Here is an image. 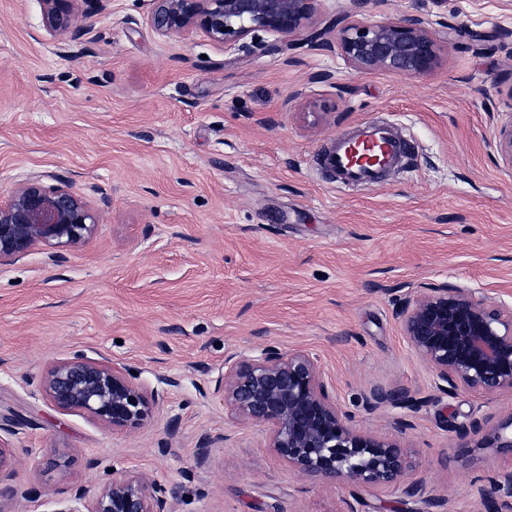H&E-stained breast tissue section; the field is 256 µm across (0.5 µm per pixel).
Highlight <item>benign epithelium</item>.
Returning <instances> with one entry per match:
<instances>
[{
	"mask_svg": "<svg viewBox=\"0 0 512 512\" xmlns=\"http://www.w3.org/2000/svg\"><path fill=\"white\" fill-rule=\"evenodd\" d=\"M111 0H43L47 27L77 40L82 21L107 10ZM322 0H155L151 24L163 37L201 30L218 42L264 30L302 36L312 47H329L327 34L338 27L336 42L357 70L385 69L416 77L435 68L439 43L419 19L368 22L350 13L326 28L313 26ZM496 148L512 169V120L498 129ZM97 216L70 188L50 190L37 182L18 188L0 203V260L27 254L38 246H74L92 235ZM395 315L408 346L432 369L435 396L416 398L375 389L365 398L372 412L391 404L412 413L460 390L512 394V307L488 302L473 288L446 284L400 290ZM44 391L62 411L79 410L114 428L136 427L148 417L152 394L130 370L77 356L54 363ZM214 392L224 398L233 419L260 425L268 447L296 471L326 481L366 489L403 487V493L433 512L446 498L427 490L424 480L405 483V449L394 439L371 435L355 416L330 398L318 360L304 351L283 354L262 348L246 357L224 360ZM512 418L483 439L512 457ZM13 452L0 439V483L12 476ZM487 512H512V468L484 491ZM66 512H164L161 489L145 478L120 474L95 495H76Z\"/></svg>",
	"mask_w": 512,
	"mask_h": 512,
	"instance_id": "benign-epithelium-1",
	"label": "benign epithelium"
}]
</instances>
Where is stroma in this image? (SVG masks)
Returning <instances> with one entry per match:
<instances>
[{
	"label": "stroma",
	"mask_w": 512,
	"mask_h": 512,
	"mask_svg": "<svg viewBox=\"0 0 512 512\" xmlns=\"http://www.w3.org/2000/svg\"><path fill=\"white\" fill-rule=\"evenodd\" d=\"M151 0H111L79 40L51 32L41 0H0V200L25 183L70 187L97 215L75 247L0 260V439L13 486L0 512H65L77 488L121 473L162 490L167 512H414L309 479L230 420L213 380L227 355L273 346L317 357L356 424L393 434L382 388L426 397L433 374L395 316L396 289L448 284L512 306V170L496 131L512 120V0H323L370 22L419 19L437 36L428 74L360 72L339 48L258 31L217 42L160 36ZM384 121L408 168L340 189L319 149ZM84 355L136 372L155 396L140 426L59 410L43 380ZM512 418V395L461 391L399 434L410 479L442 512H486L512 458L453 429Z\"/></svg>",
	"instance_id": "1"
}]
</instances>
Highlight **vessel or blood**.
<instances>
[{"label": "vessel or blood", "instance_id": "b4317fda", "mask_svg": "<svg viewBox=\"0 0 512 512\" xmlns=\"http://www.w3.org/2000/svg\"><path fill=\"white\" fill-rule=\"evenodd\" d=\"M410 149L408 141L390 125L365 122L332 144L324 157V167L346 187L374 182L401 162Z\"/></svg>", "mask_w": 512, "mask_h": 512}]
</instances>
